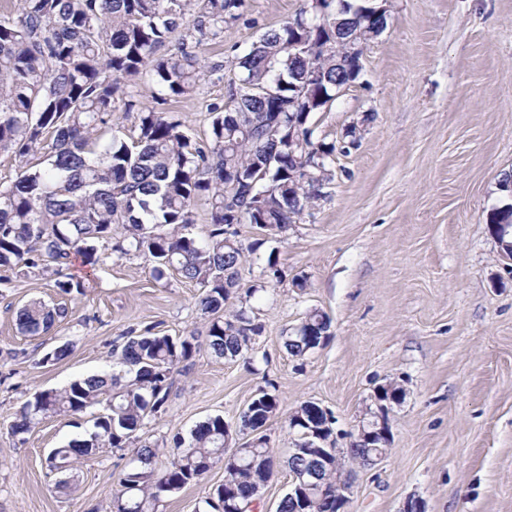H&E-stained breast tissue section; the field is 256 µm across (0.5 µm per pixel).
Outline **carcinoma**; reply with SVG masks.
<instances>
[{"label":"carcinoma","instance_id":"1","mask_svg":"<svg viewBox=\"0 0 512 512\" xmlns=\"http://www.w3.org/2000/svg\"><path fill=\"white\" fill-rule=\"evenodd\" d=\"M20 14L0 15V153L20 164L17 177L0 181V267L25 274L51 272L64 295L82 294L86 281L66 273L74 258L86 267L100 260L98 246L112 245L153 263L160 281L176 274L199 284V307L208 317L206 344L217 358L234 359L262 331L247 308L230 310L242 289L246 253L234 224L283 233L322 195L314 180L295 179L322 154L334 180L336 140L310 131L309 151L288 154V97L311 80L312 112L334 105L337 87L358 79L353 59L336 64V21L359 24L357 4L340 15L322 2L324 15L306 32L294 18L271 28L239 59L243 76L228 101L208 108L209 147L193 141L183 123L149 108L126 91L142 74L157 87L155 99L187 98L222 69L197 52L205 40H224L226 26L241 17L245 0H17ZM134 116L126 133L112 127L114 113ZM204 197L211 222L192 233L194 208ZM49 258L56 268L43 266ZM68 308L32 300L16 313L19 332L45 336ZM330 320L312 310L288 336V352H311L304 336L321 345ZM198 348L194 335L174 338L147 327L118 338L112 374L89 375L62 389L38 391L21 407L14 434L40 420L76 415L93 405L103 411L92 429L53 449L52 471H68L83 457L128 448L144 421L165 410L173 373L188 369ZM266 392L241 414L238 428L263 425L278 409ZM232 425L221 415L200 422L189 437L175 435L168 466L150 467L157 449L135 452L119 479L109 512H157L159 503L217 464L226 485L205 504L222 512L224 487L247 510L257 490L274 476V451L264 437L227 452ZM318 489L306 512H331L336 469H318Z\"/></svg>","mask_w":512,"mask_h":512}]
</instances>
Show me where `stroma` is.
Returning a JSON list of instances; mask_svg holds the SVG:
<instances>
[{"mask_svg": "<svg viewBox=\"0 0 512 512\" xmlns=\"http://www.w3.org/2000/svg\"><path fill=\"white\" fill-rule=\"evenodd\" d=\"M303 5L246 0L223 43L200 46L224 68L193 97L157 104L146 74L131 93L209 143L207 108L241 77L238 59ZM312 121L317 135L339 142L356 126L359 143L337 154L324 197L286 234L240 225L253 247L242 282L257 288L249 307L262 333L234 360L200 346L189 369L175 373L165 412L139 430L141 443L162 448L153 466L163 469L174 435L217 414L238 424L267 389L280 400L263 429L279 467L255 512H276L290 481L291 412L306 401L327 408L335 445L346 448L374 388L393 381L405 395L390 413V451L371 467L344 460L346 512H402L411 498L426 512H512V270L486 227L502 203L498 182L512 173V0H389L387 28L365 49L359 85ZM272 260L281 281L265 275ZM70 272L89 276L84 294L64 297L52 278L0 268V512H107L130 451L90 456L63 488L46 466L51 449L91 429V411L17 436L11 422L35 392L111 370L112 342L129 330L206 331L200 285L155 280L144 257L106 248L94 271L76 260ZM34 298L68 309L49 335L16 327L17 310ZM314 309L329 317L331 336L300 360L285 341ZM65 343L68 357L41 365ZM223 481L215 466L158 512H203Z\"/></svg>", "mask_w": 512, "mask_h": 512, "instance_id": "1", "label": "stroma"}]
</instances>
